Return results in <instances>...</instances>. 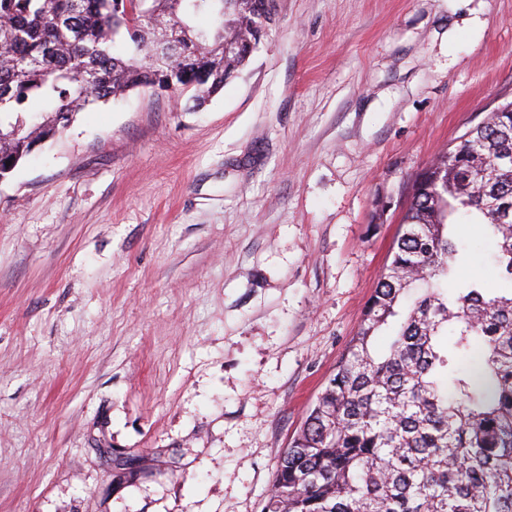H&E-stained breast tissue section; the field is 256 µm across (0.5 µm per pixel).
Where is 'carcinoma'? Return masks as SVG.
<instances>
[{
	"label": "carcinoma",
	"instance_id": "cac0c4a2",
	"mask_svg": "<svg viewBox=\"0 0 512 512\" xmlns=\"http://www.w3.org/2000/svg\"><path fill=\"white\" fill-rule=\"evenodd\" d=\"M259 0H0V177L70 117L135 88L202 105L266 28ZM207 17V27L196 19ZM238 44L224 52V41ZM42 106V120L22 114ZM363 320L276 464L265 512H512V112L414 181ZM491 237L498 280L460 276ZM459 239L470 255V262L463 271L464 276L468 278L482 277L490 288H498L499 283L493 276V267L489 263L491 254L495 249L494 242L483 236L474 224H461L459 226ZM486 273L491 275L487 276Z\"/></svg>",
	"mask_w": 512,
	"mask_h": 512
}]
</instances>
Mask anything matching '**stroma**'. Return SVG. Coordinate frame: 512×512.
<instances>
[{
	"label": "stroma",
	"mask_w": 512,
	"mask_h": 512,
	"mask_svg": "<svg viewBox=\"0 0 512 512\" xmlns=\"http://www.w3.org/2000/svg\"><path fill=\"white\" fill-rule=\"evenodd\" d=\"M508 102L512 0H278L202 108L76 114L0 180V512H264L412 180Z\"/></svg>",
	"instance_id": "obj_1"
}]
</instances>
